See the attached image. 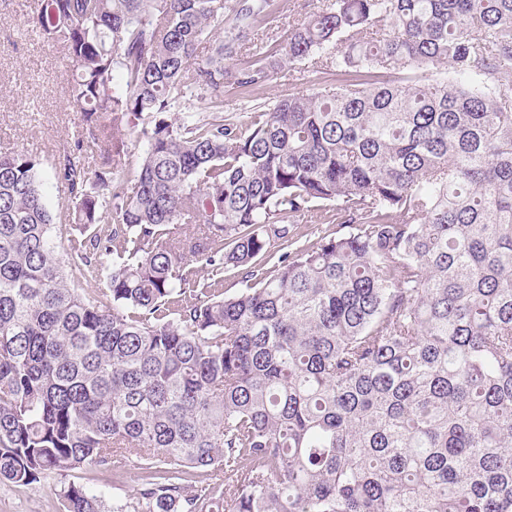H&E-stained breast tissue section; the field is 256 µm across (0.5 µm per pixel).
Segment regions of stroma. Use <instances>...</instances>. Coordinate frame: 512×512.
I'll return each instance as SVG.
<instances>
[{
  "instance_id": "35a3bbf8",
  "label": "stroma",
  "mask_w": 512,
  "mask_h": 512,
  "mask_svg": "<svg viewBox=\"0 0 512 512\" xmlns=\"http://www.w3.org/2000/svg\"><path fill=\"white\" fill-rule=\"evenodd\" d=\"M274 24L259 22L256 52L283 42L289 28L305 20L319 0H271ZM38 0H0V153L28 152L51 169L60 154L87 134L83 114L71 95L73 66L63 49L42 41L29 20ZM325 75L310 65L285 66L262 93L277 103L308 93ZM144 472L136 459L87 466L65 479L23 485L0 481V512H60L56 489L67 480L102 494L105 506L125 501Z\"/></svg>"
}]
</instances>
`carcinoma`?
I'll return each mask as SVG.
<instances>
[{
  "mask_svg": "<svg viewBox=\"0 0 512 512\" xmlns=\"http://www.w3.org/2000/svg\"><path fill=\"white\" fill-rule=\"evenodd\" d=\"M269 7L41 0L89 140L53 167L64 225L40 160L0 155V479L127 455L112 512H512V0H329L233 68ZM303 61L340 79L258 97ZM327 207L351 230L296 245L285 222Z\"/></svg>",
  "mask_w": 512,
  "mask_h": 512,
  "instance_id": "cac0c4a2",
  "label": "carcinoma"
}]
</instances>
